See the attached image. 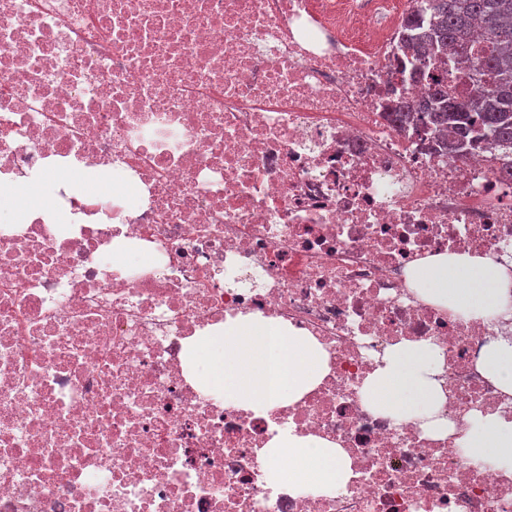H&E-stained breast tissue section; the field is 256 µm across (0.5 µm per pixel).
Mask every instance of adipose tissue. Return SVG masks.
Instances as JSON below:
<instances>
[{
	"instance_id": "1",
	"label": "adipose tissue",
	"mask_w": 512,
	"mask_h": 512,
	"mask_svg": "<svg viewBox=\"0 0 512 512\" xmlns=\"http://www.w3.org/2000/svg\"><path fill=\"white\" fill-rule=\"evenodd\" d=\"M43 184L32 177L0 179V219L16 218L41 202ZM413 287L426 301L482 318L512 305V274L488 256L444 254L423 260ZM479 371L502 392L512 394V340L487 345ZM186 369L200 386L243 409L290 404L315 388L328 371L327 355L303 333L259 316L227 320L224 326L192 339ZM443 362L427 343L404 342L389 348L382 365L366 380L365 397L400 420H419L430 436L442 438L454 425L443 418L446 401ZM467 446L512 469V420L496 414L468 413ZM297 463L290 481L331 491L351 476L350 461L335 444L284 432L267 445L265 463L278 476L277 460Z\"/></svg>"
}]
</instances>
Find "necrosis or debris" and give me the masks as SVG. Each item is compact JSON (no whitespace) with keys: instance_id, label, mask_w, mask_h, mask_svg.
<instances>
[{"instance_id":"4bbe7bcc","label":"necrosis or debris","mask_w":512,"mask_h":512,"mask_svg":"<svg viewBox=\"0 0 512 512\" xmlns=\"http://www.w3.org/2000/svg\"><path fill=\"white\" fill-rule=\"evenodd\" d=\"M423 3L0 0V175L42 176L74 217L0 225V512H512V470L461 443L469 412L512 420L476 366L512 312L409 286L439 254L512 264V182L393 121L428 92L398 68ZM71 160L108 172L99 195L67 192ZM119 236L153 262L114 272ZM257 313L329 371L254 411L191 381L184 351ZM403 341L441 351L446 438L363 396ZM288 430L336 443L350 479H272Z\"/></svg>"}]
</instances>
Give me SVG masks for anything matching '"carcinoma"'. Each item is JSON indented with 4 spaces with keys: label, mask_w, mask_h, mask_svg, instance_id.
<instances>
[{
    "label": "carcinoma",
    "mask_w": 512,
    "mask_h": 512,
    "mask_svg": "<svg viewBox=\"0 0 512 512\" xmlns=\"http://www.w3.org/2000/svg\"><path fill=\"white\" fill-rule=\"evenodd\" d=\"M426 14V27L420 26L419 14L407 19L404 44L427 51L444 69L448 48L457 49L479 77V85L466 102L448 97V85H432L419 106L420 120L450 130L457 141H487L512 153V0H429ZM478 29L488 35V42L470 53L467 48Z\"/></svg>",
    "instance_id": "cac0c4a2"
}]
</instances>
